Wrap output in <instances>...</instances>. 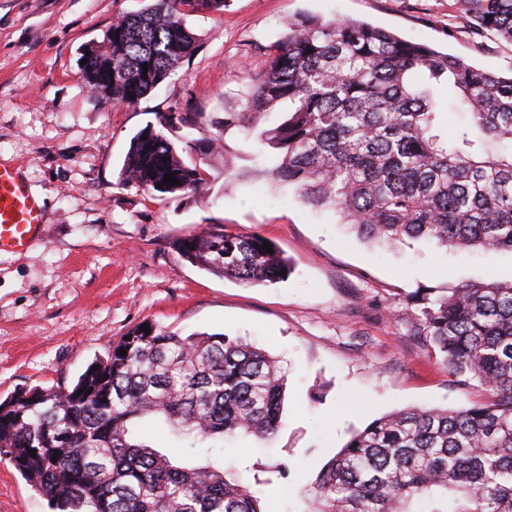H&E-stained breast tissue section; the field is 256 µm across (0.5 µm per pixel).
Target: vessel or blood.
Masks as SVG:
<instances>
[{
    "instance_id": "obj_1",
    "label": "vessel or blood",
    "mask_w": 512,
    "mask_h": 512,
    "mask_svg": "<svg viewBox=\"0 0 512 512\" xmlns=\"http://www.w3.org/2000/svg\"><path fill=\"white\" fill-rule=\"evenodd\" d=\"M45 211L21 174L0 164V254H21L41 238Z\"/></svg>"
}]
</instances>
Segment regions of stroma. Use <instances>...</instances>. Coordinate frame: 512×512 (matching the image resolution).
<instances>
[{
	"mask_svg": "<svg viewBox=\"0 0 512 512\" xmlns=\"http://www.w3.org/2000/svg\"><path fill=\"white\" fill-rule=\"evenodd\" d=\"M144 0H0V159L17 168L46 214L41 239L0 256V400L33 386H69L112 343L144 322L187 336L223 333L274 357L287 378L271 444H224V475L274 503L309 512L323 467L351 434L392 411L456 409L489 397L456 376L410 333V296L512 280V252L445 248L425 239L395 249L357 239L331 210L313 211L294 189L254 174L257 145L226 135L204 156L206 198L159 196L123 182L131 137L178 105L223 112L261 70L288 19H354L501 74L512 43L478 30L455 0H226L187 16L194 56L138 104H98L80 56L113 18ZM273 241L290 264L278 283L245 287L181 258L172 244L215 225ZM140 439L176 465L204 464L156 420ZM284 463L286 475L275 467ZM0 512H51L8 461H0Z\"/></svg>",
	"mask_w": 512,
	"mask_h": 512,
	"instance_id": "obj_1",
	"label": "stroma"
}]
</instances>
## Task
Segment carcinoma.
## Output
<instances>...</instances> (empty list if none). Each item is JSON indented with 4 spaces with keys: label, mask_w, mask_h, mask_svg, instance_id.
Wrapping results in <instances>:
<instances>
[{
    "label": "carcinoma",
    "mask_w": 512,
    "mask_h": 512,
    "mask_svg": "<svg viewBox=\"0 0 512 512\" xmlns=\"http://www.w3.org/2000/svg\"><path fill=\"white\" fill-rule=\"evenodd\" d=\"M224 2L152 0L116 16L81 55L88 87L109 90L114 107L135 104L197 51L184 16ZM456 5L477 28L512 43V0ZM415 71L426 86L411 82ZM443 85L470 113L454 137L437 129ZM285 100L288 118L262 126V115ZM156 118L131 137L122 167L126 180L150 192L202 193L208 178L199 157L238 129L266 149L260 173L293 187L305 205L334 210L365 242L424 238L512 252V74L368 23L303 16L286 23L224 118L188 109ZM205 124L208 137H191ZM169 173L179 184L165 182ZM263 245L260 236L217 225L174 249L252 286L279 282L288 268ZM414 304L413 335L452 374L478 379L491 400L373 420L325 465L311 512H512V281L464 284L434 298L417 293ZM285 387L278 362L239 338L137 326L71 386L0 401V456L52 512H269L216 463L175 465L132 426L154 418L191 448L214 440L222 450L239 434L266 441L280 428Z\"/></svg>",
    "instance_id": "obj_1"
}]
</instances>
